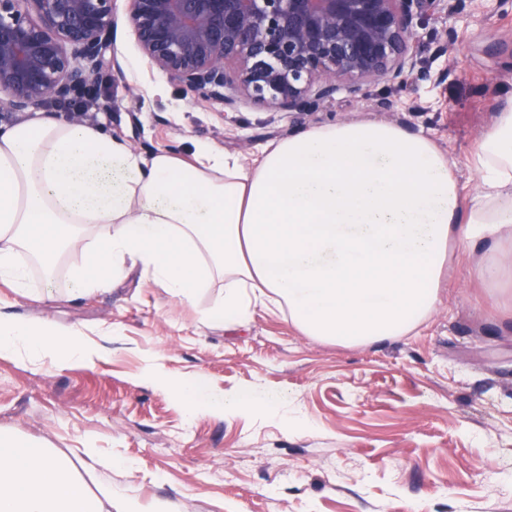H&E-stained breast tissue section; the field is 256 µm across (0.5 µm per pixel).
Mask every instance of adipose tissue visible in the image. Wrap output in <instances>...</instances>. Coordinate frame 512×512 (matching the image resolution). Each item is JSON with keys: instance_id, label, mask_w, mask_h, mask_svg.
<instances>
[{"instance_id": "1", "label": "adipose tissue", "mask_w": 512, "mask_h": 512, "mask_svg": "<svg viewBox=\"0 0 512 512\" xmlns=\"http://www.w3.org/2000/svg\"><path fill=\"white\" fill-rule=\"evenodd\" d=\"M478 185L463 196L454 164L429 137L386 122H338L262 149L248 166L212 145L142 152L103 125L42 114L0 125V283L45 281L54 258L81 253L72 292L110 288L128 267L193 302L222 282L203 319L245 322L253 307L284 310L295 329L331 344L404 336L440 301L452 244L476 275L512 288V99L470 154ZM90 363L99 344L48 317L0 314V354ZM190 411L252 413L267 393L198 396ZM84 457H64L0 432V512H141L111 485L90 491Z\"/></svg>"}]
</instances>
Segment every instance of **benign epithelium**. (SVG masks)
I'll list each match as a JSON object with an SVG mask.
<instances>
[{"label":"benign epithelium","mask_w":512,"mask_h":512,"mask_svg":"<svg viewBox=\"0 0 512 512\" xmlns=\"http://www.w3.org/2000/svg\"><path fill=\"white\" fill-rule=\"evenodd\" d=\"M446 0H127L142 57L194 97L316 112L342 87L402 86L423 4ZM112 0H0V93L15 112L95 89Z\"/></svg>","instance_id":"1"}]
</instances>
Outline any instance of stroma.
I'll return each mask as SVG.
<instances>
[{"label": "stroma", "mask_w": 512, "mask_h": 512, "mask_svg": "<svg viewBox=\"0 0 512 512\" xmlns=\"http://www.w3.org/2000/svg\"><path fill=\"white\" fill-rule=\"evenodd\" d=\"M417 32L406 86L342 89L312 114L247 101L228 112L149 68L122 22L110 48L120 67L103 69L90 115L140 150L202 140L248 163L313 127L392 123L446 151L468 195L470 152L512 95V0L427 11ZM448 33L456 41L439 52ZM81 263L67 256L49 285L32 275L27 295L0 286L1 313L110 333L90 364L0 355V431L61 455L92 449L88 487L112 483L143 512H512V294L492 298L463 247L432 317L371 346L310 339L262 307L247 325L205 327L217 283L183 304L135 270L109 293L76 297ZM45 288L53 300H36ZM159 375L227 393L258 385L278 412L191 414Z\"/></svg>", "instance_id": "35a3bbf8"}]
</instances>
